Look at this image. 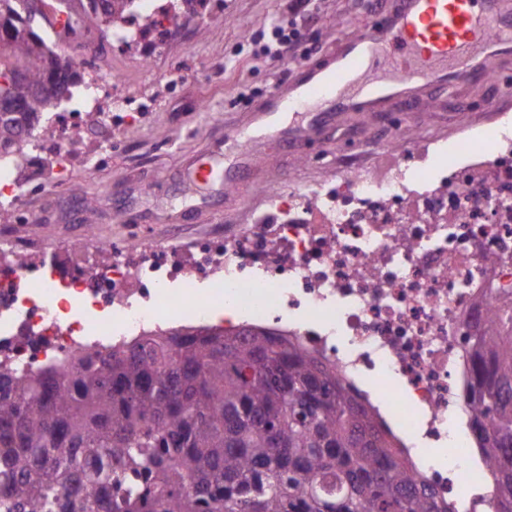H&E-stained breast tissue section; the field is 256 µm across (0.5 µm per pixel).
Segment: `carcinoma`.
<instances>
[{
    "label": "carcinoma",
    "instance_id": "1",
    "mask_svg": "<svg viewBox=\"0 0 512 512\" xmlns=\"http://www.w3.org/2000/svg\"><path fill=\"white\" fill-rule=\"evenodd\" d=\"M39 0H0V157L72 97L74 53L46 47ZM100 41L136 0H87ZM470 421L512 512V303L472 337ZM0 512H456L435 497L336 369L264 331L148 334L0 372Z\"/></svg>",
    "mask_w": 512,
    "mask_h": 512
}]
</instances>
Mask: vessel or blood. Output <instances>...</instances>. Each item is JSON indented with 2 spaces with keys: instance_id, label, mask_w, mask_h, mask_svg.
<instances>
[{
  "instance_id": "1",
  "label": "vessel or blood",
  "mask_w": 512,
  "mask_h": 512,
  "mask_svg": "<svg viewBox=\"0 0 512 512\" xmlns=\"http://www.w3.org/2000/svg\"><path fill=\"white\" fill-rule=\"evenodd\" d=\"M511 59L512 0H392L381 25L338 43L323 65L295 67L252 119L293 148L352 113L373 117L436 88L463 89L485 80L489 61Z\"/></svg>"
}]
</instances>
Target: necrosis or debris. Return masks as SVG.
I'll list each match as a JSON object with an SVG mask.
<instances>
[{"label": "necrosis or debris", "mask_w": 512, "mask_h": 512, "mask_svg": "<svg viewBox=\"0 0 512 512\" xmlns=\"http://www.w3.org/2000/svg\"><path fill=\"white\" fill-rule=\"evenodd\" d=\"M137 22L112 29L144 64L168 48L188 0H139ZM120 81L89 83L74 116L125 125ZM436 141L388 134L376 163L350 160L307 188L265 192L252 223L150 245L138 227L120 242L57 250L0 227V363L37 370L70 352L131 343L169 327L212 329L214 300L258 327L297 337L375 407L416 472L442 498L458 476L463 512H490L487 469L463 408L475 327L512 298V125L449 163Z\"/></svg>", "instance_id": "1"}]
</instances>
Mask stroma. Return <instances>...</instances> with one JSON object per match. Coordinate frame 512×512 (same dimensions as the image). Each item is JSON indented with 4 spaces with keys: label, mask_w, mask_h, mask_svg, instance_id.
<instances>
[{
    "label": "stroma",
    "mask_w": 512,
    "mask_h": 512,
    "mask_svg": "<svg viewBox=\"0 0 512 512\" xmlns=\"http://www.w3.org/2000/svg\"><path fill=\"white\" fill-rule=\"evenodd\" d=\"M221 17L197 19L187 37L177 39L151 67L134 52L100 55L98 74L124 81L139 121L113 129L105 123H82L80 144L95 145L98 157L78 162L66 181H59L54 162L26 164L17 200L28 220L16 227L22 237L36 236L56 246L70 244L95 228L119 236L127 225L140 224L154 236L187 240L218 224L249 223L263 199L261 174L277 172L281 186L327 176L314 155L342 163L354 157L372 159L395 119L413 137L442 141L449 154L481 145V136L497 115L512 118V64L491 63L489 81L457 93L439 92L407 112L392 105L374 118L353 114L328 136L290 151L273 138L256 154L259 176L228 190L223 179L205 185L189 180L196 161L219 155L224 135L235 131L273 84L301 63H319L334 45L356 34L358 25H377L388 0H318L298 47L285 62L268 64L253 56L256 40L269 37L273 19L288 0H221ZM98 195L95 210L86 198Z\"/></svg>",
    "instance_id": "stroma-1"
}]
</instances>
